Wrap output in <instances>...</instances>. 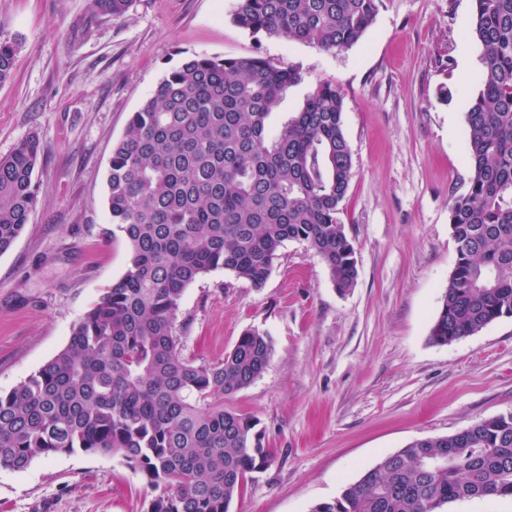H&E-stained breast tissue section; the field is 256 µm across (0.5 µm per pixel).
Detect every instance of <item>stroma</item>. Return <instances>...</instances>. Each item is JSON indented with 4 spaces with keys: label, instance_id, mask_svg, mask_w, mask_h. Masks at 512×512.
Segmentation results:
<instances>
[{
    "label": "stroma",
    "instance_id": "35a3bbf8",
    "mask_svg": "<svg viewBox=\"0 0 512 512\" xmlns=\"http://www.w3.org/2000/svg\"><path fill=\"white\" fill-rule=\"evenodd\" d=\"M238 0H0V41L17 47L0 83V158L44 146L39 202L0 254V391L37 371L117 282L129 245L112 224L106 179L129 117L185 57L261 56L300 67L272 125L318 84L344 95L354 177L341 222L359 267L339 294L305 243L290 241L263 287L224 270L185 291L182 353L223 360L249 329L273 352L263 375L225 398L253 417L273 459L230 512H310L385 456L422 437L512 412V318L448 345L430 330L456 259L448 207L469 176L466 113L478 91L473 0H380L364 38L327 53L237 27ZM153 490L109 454L0 469V512H146Z\"/></svg>",
    "mask_w": 512,
    "mask_h": 512
}]
</instances>
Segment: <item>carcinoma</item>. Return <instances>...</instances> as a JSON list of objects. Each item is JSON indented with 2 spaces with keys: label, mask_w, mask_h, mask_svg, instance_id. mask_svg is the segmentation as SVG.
I'll return each instance as SVG.
<instances>
[{
  "label": "carcinoma",
  "mask_w": 512,
  "mask_h": 512,
  "mask_svg": "<svg viewBox=\"0 0 512 512\" xmlns=\"http://www.w3.org/2000/svg\"><path fill=\"white\" fill-rule=\"evenodd\" d=\"M128 0H94L110 15ZM379 0H239L252 34L326 52L357 44ZM482 47L466 113L470 178L453 198L456 261L430 332L447 345L512 317V0H474ZM16 46L0 42V83ZM304 80L258 56L192 55L132 113L112 150L107 204L130 249L123 276L73 327L68 344L0 392V467L36 457L110 454L158 491L147 512H229L269 449L250 416L224 408L267 368L270 336L248 330L217 364L183 357L174 331L187 287L223 269L262 287L281 248L307 244L340 293L357 283L340 214L353 178L344 97L322 83L274 129L270 117ZM41 154L31 137L0 158V254L29 223ZM512 497V412L385 456L312 512H441L453 502Z\"/></svg>",
  "instance_id": "carcinoma-1"
}]
</instances>
